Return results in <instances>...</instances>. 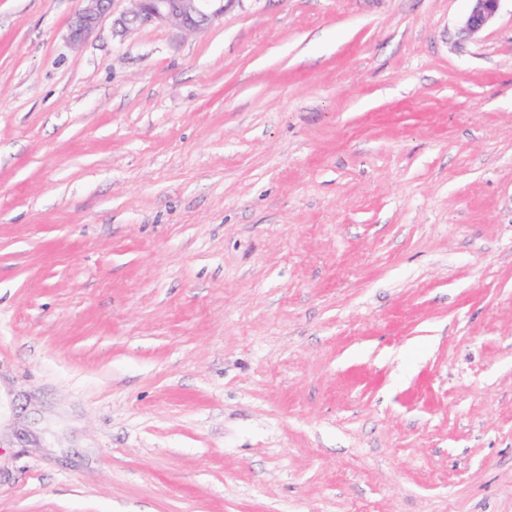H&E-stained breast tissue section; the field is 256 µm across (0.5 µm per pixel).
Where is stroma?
<instances>
[{
	"label": "stroma",
	"instance_id": "35a3bbf8",
	"mask_svg": "<svg viewBox=\"0 0 512 512\" xmlns=\"http://www.w3.org/2000/svg\"><path fill=\"white\" fill-rule=\"evenodd\" d=\"M78 6L0 0V512H512V0ZM79 8L70 22L67 41L73 49L101 29L106 17L112 14V0H78ZM130 9L113 22L120 32L130 27L144 28L154 25L175 27L182 34H199L224 18L227 8L239 0H127ZM503 0H469L470 8L463 19L462 30L475 36L489 27L497 18Z\"/></svg>",
	"mask_w": 512,
	"mask_h": 512
}]
</instances>
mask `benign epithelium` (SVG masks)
Returning a JSON list of instances; mask_svg holds the SVG:
<instances>
[{
    "label": "benign epithelium",
    "mask_w": 512,
    "mask_h": 512,
    "mask_svg": "<svg viewBox=\"0 0 512 512\" xmlns=\"http://www.w3.org/2000/svg\"><path fill=\"white\" fill-rule=\"evenodd\" d=\"M79 8L70 22L67 41L80 48L101 29L112 14V0H78ZM130 9L113 22L122 30L154 25L172 26L185 35L198 34L224 18L227 8L241 0H129ZM470 8L463 19L462 30L475 36L497 18L502 0H469Z\"/></svg>",
    "instance_id": "1"
}]
</instances>
